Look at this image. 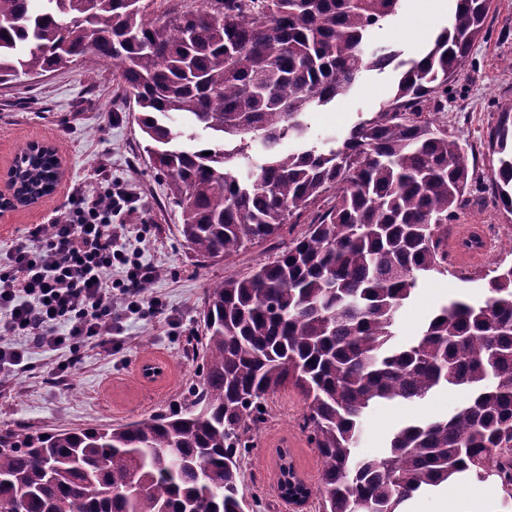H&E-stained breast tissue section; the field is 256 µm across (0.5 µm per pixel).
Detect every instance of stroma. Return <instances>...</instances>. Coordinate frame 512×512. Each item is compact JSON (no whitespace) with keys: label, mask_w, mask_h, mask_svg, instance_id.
I'll use <instances>...</instances> for the list:
<instances>
[{"label":"stroma","mask_w":512,"mask_h":512,"mask_svg":"<svg viewBox=\"0 0 512 512\" xmlns=\"http://www.w3.org/2000/svg\"><path fill=\"white\" fill-rule=\"evenodd\" d=\"M453 13H431L417 0H401L397 17L373 36L372 46L399 52L407 59L426 48L433 34ZM487 34L478 38L448 89L442 120L449 134L466 140L475 155L474 175L483 192L475 193L460 210V224H479L494 233L495 248L484 263L466 267L467 281L450 274L420 283L402 308L397 342L416 336L428 315L449 297L484 296V277L498 265L512 264V210L494 204L487 192L498 156L489 146L501 119V103L512 101V0H493L485 21ZM394 67L363 71L349 95L308 117L310 138L319 143L343 135L360 119L372 115L395 93ZM111 68L77 64L32 80L0 85V176L14 155L29 143L52 144L64 160L61 187L42 206L19 211L0 221V245L10 244L33 225L45 223L71 186L98 192L96 171L107 166L113 179L124 182L140 199L141 208L127 217L125 242L129 257L160 270L144 289L145 298H159L161 310L131 315L112 338L111 351L96 339L78 350L80 365L66 381L56 380L52 368L67 351L31 349L8 392L0 395V430L54 433L106 424H124L165 412L181 402L196 379V363L187 339L200 335L199 313L211 283L232 274L250 272L272 260L286 242L256 243L228 259L202 264L182 244L177 226L179 209L169 205L162 175L144 152L143 134L135 120L132 98L117 89ZM164 359L172 374L156 388L143 386L137 376L142 359ZM460 392L444 391L423 403L392 402L374 407L363 423L358 451L375 455L391 433L410 420L450 412ZM264 423L253 430V446L243 463V489L253 512H315L313 503L296 507L283 501L277 489L279 448L288 454L301 477L317 485L321 458L300 424L304 400L293 389L268 397Z\"/></svg>","instance_id":"obj_1"}]
</instances>
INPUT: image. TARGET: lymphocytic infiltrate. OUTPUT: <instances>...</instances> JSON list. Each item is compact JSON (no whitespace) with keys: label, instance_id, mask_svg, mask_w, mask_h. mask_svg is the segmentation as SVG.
Wrapping results in <instances>:
<instances>
[{"label":"lymphocytic infiltrate","instance_id":"f902f5d3","mask_svg":"<svg viewBox=\"0 0 512 512\" xmlns=\"http://www.w3.org/2000/svg\"><path fill=\"white\" fill-rule=\"evenodd\" d=\"M96 176L106 205L72 187L49 225H35L0 252V384L19 371L29 348L71 350L93 337L108 351L122 314L161 306L142 295L153 267L122 248L132 196L105 168ZM117 263L127 267L120 314L112 301Z\"/></svg>","mask_w":512,"mask_h":512}]
</instances>
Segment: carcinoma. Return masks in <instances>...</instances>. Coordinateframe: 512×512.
<instances>
[{
	"mask_svg": "<svg viewBox=\"0 0 512 512\" xmlns=\"http://www.w3.org/2000/svg\"><path fill=\"white\" fill-rule=\"evenodd\" d=\"M399 3L201 0L155 18L142 0H0V84L74 59L116 69L196 260L229 258L311 213L272 261L208 288L198 382L179 406L125 425L0 434V512H245L250 431L288 388L304 397L322 469L314 491L282 451L279 478L303 502L319 497L321 512H402L461 477L493 480L512 506V265L492 270L484 299L453 298L393 342L419 281L449 272L448 224L470 202L474 160L439 113L491 0H458L433 47L398 63L393 97L338 146L278 149L305 140L314 106L395 59L363 46ZM501 112L495 194L511 208L512 101ZM53 173L45 159L24 181L36 190ZM455 389L468 396L447 416L358 454L375 405Z\"/></svg>",
	"mask_w": 512,
	"mask_h": 512,
	"instance_id": "1",
	"label": "carcinoma"
}]
</instances>
